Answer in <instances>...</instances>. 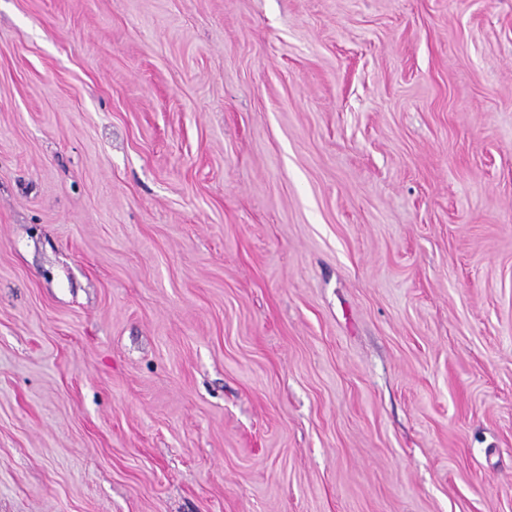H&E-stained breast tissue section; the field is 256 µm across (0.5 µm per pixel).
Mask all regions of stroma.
Wrapping results in <instances>:
<instances>
[{
	"mask_svg": "<svg viewBox=\"0 0 512 512\" xmlns=\"http://www.w3.org/2000/svg\"><path fill=\"white\" fill-rule=\"evenodd\" d=\"M0 512H512V0H0Z\"/></svg>",
	"mask_w": 512,
	"mask_h": 512,
	"instance_id": "35a3bbf8",
	"label": "stroma"
}]
</instances>
